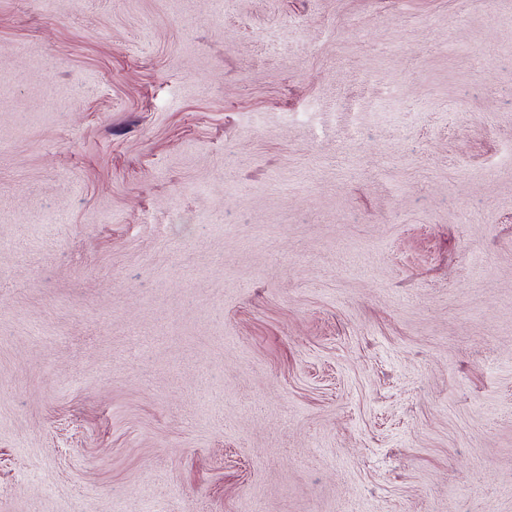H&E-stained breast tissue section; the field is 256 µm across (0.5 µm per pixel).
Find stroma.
I'll return each mask as SVG.
<instances>
[{"mask_svg": "<svg viewBox=\"0 0 512 512\" xmlns=\"http://www.w3.org/2000/svg\"><path fill=\"white\" fill-rule=\"evenodd\" d=\"M0 512H512V0H0Z\"/></svg>", "mask_w": 512, "mask_h": 512, "instance_id": "35a3bbf8", "label": "stroma"}]
</instances>
